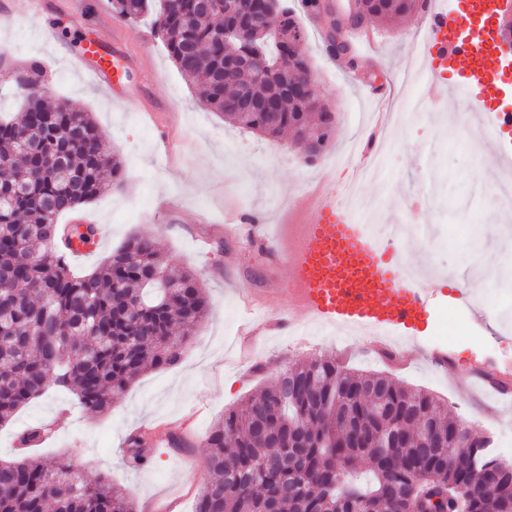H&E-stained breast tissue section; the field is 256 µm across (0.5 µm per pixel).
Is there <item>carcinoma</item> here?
Returning <instances> with one entry per match:
<instances>
[{
    "label": "carcinoma",
    "mask_w": 512,
    "mask_h": 512,
    "mask_svg": "<svg viewBox=\"0 0 512 512\" xmlns=\"http://www.w3.org/2000/svg\"><path fill=\"white\" fill-rule=\"evenodd\" d=\"M116 13L152 19L169 56L188 79L202 75L199 100L244 130L300 139L315 130L328 144L336 126L317 96L290 89L309 72L304 32L285 0H250L224 16L197 0H112ZM373 24L410 16L418 0H359ZM262 10L287 37L254 31L250 41L220 40L218 30L251 26ZM249 59L224 69V60ZM257 103L277 98L274 114L236 109L242 91ZM25 111L0 121V426L51 388L76 396L90 414L151 368L177 365L208 312L205 288L190 271L168 274L155 238L135 234L90 274L70 258L91 249L94 224H58L59 216L118 181L123 165L102 152V134L86 112L43 104L40 74L22 81ZM382 400L389 413L377 412ZM459 417L448 404L383 373L354 370L334 356L287 367L260 396L241 401L211 429L206 478L194 512H406L410 498L432 512H512V463L473 441L453 446ZM47 436L22 429L19 449ZM154 439L138 429L124 440L126 462L148 464ZM134 512L129 493L101 477L88 482L66 460H0V512Z\"/></svg>",
    "instance_id": "carcinoma-1"
}]
</instances>
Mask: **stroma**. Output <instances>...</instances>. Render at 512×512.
Here are the masks:
<instances>
[{
    "mask_svg": "<svg viewBox=\"0 0 512 512\" xmlns=\"http://www.w3.org/2000/svg\"><path fill=\"white\" fill-rule=\"evenodd\" d=\"M10 10L11 0H0V113L22 109L16 79L40 62L46 103L90 113L105 154L124 163L121 186L60 218L64 224L87 219L100 229L98 248L73 259L72 271L97 269L130 236L149 232L173 270L198 277L209 312L178 365L146 372L106 413H85L72 393L55 389L32 401L13 424L0 427V459H15L16 429L46 424L51 434L37 455L68 460L88 480L110 477L129 492L137 512H194L206 472V438L225 410L260 394L292 363L324 354L436 394L482 433L512 434V393L490 403L471 378L475 365L512 357V329L493 317L512 314V292L497 288L491 275L493 261L508 250L497 211L485 202L495 187L472 176L469 148L481 138L461 126L465 102L401 113L378 177L358 185L360 196L375 203L373 224L398 223L416 199L430 198L416 222L435 228L437 244L416 237L394 256L423 254L433 273L429 284L439 294L427 327L402 337L400 362L368 354L369 337L361 332L323 327L295 335L282 289L288 267L270 263L262 247L244 246L225 231L235 214L247 224L272 226L281 211L307 214L308 184L317 179L320 162L346 160L373 126L378 105L369 86L386 82L391 97L404 92L432 100V81L422 69L425 34L411 18L374 25L371 39L355 48L369 65L361 73L325 52L320 19L299 14L315 93L336 119L333 140L310 160L288 136L236 129L204 107L149 22L120 17L112 0H42L39 9L15 17ZM101 28L116 36L105 51L122 66L119 83L110 87L88 74L97 57L85 47ZM457 277L473 282L471 305L456 304ZM479 280L485 288H476ZM240 287L263 293L268 315L281 321L248 344L241 335L247 315L236 295ZM436 344L451 356L452 369L430 361ZM137 428L177 433L185 445L156 443L149 464L128 467L123 441Z\"/></svg>",
    "mask_w": 512,
    "mask_h": 512,
    "instance_id": "stroma-1",
    "label": "stroma"
}]
</instances>
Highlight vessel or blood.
<instances>
[{
    "instance_id": "vessel-or-blood-1",
    "label": "vessel or blood",
    "mask_w": 512,
    "mask_h": 512,
    "mask_svg": "<svg viewBox=\"0 0 512 512\" xmlns=\"http://www.w3.org/2000/svg\"><path fill=\"white\" fill-rule=\"evenodd\" d=\"M421 21L428 30L429 68L445 66L454 73L450 83L434 82L435 102L461 98L470 104L487 156L512 175V112L501 106L512 97V58L500 53L503 0H426ZM287 263L288 284L299 292L291 326L317 323L408 336L429 319L435 289L407 281L400 264L388 260L361 223L337 207L335 196L319 199Z\"/></svg>"
}]
</instances>
